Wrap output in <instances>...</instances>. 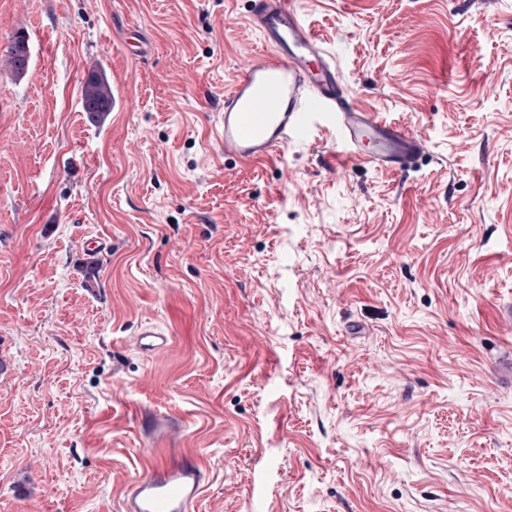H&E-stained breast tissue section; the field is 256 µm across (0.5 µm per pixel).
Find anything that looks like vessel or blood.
<instances>
[{
    "label": "vessel or blood",
    "mask_w": 512,
    "mask_h": 512,
    "mask_svg": "<svg viewBox=\"0 0 512 512\" xmlns=\"http://www.w3.org/2000/svg\"><path fill=\"white\" fill-rule=\"evenodd\" d=\"M250 19L266 51L224 94L225 154L268 158L320 118L336 132L338 157L395 172L417 163L424 148L414 131L345 100L341 76L295 0H253ZM208 479L192 459L153 467L131 481L123 512H192Z\"/></svg>",
    "instance_id": "vessel-or-blood-1"
}]
</instances>
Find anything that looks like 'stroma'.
<instances>
[{
  "mask_svg": "<svg viewBox=\"0 0 512 512\" xmlns=\"http://www.w3.org/2000/svg\"><path fill=\"white\" fill-rule=\"evenodd\" d=\"M300 2L408 172L225 155L248 0H0V512H512V0ZM82 104L85 112H109L112 109V89L105 74L95 73L84 84ZM138 348L146 353L160 351L167 343V335L160 329L154 327L144 328L140 334ZM208 479L207 468L193 459L155 466L131 481L122 511L190 512Z\"/></svg>",
  "mask_w": 512,
  "mask_h": 512,
  "instance_id": "stroma-1",
  "label": "stroma"
}]
</instances>
